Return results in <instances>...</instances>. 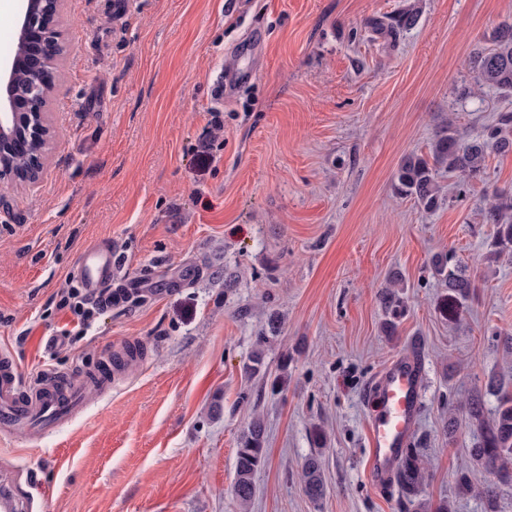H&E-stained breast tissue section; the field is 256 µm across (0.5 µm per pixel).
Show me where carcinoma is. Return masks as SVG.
<instances>
[{"mask_svg": "<svg viewBox=\"0 0 512 512\" xmlns=\"http://www.w3.org/2000/svg\"><path fill=\"white\" fill-rule=\"evenodd\" d=\"M416 15L403 11L389 22L383 21L377 27L397 38L401 31L415 24ZM490 46L475 50L470 59L474 73V84L462 88L461 96L470 97L484 87L504 94H512V23L499 24L489 35ZM496 154H512V112H502L498 118L483 127L475 136L461 133L453 120L435 135L430 155L409 154L405 156L395 174L397 192L409 197L419 206L433 210L440 204L438 174L444 170L457 175L465 182L485 174L486 158ZM483 221L496 227L495 255L512 252V193L495 191L493 201L482 210ZM433 275L448 282V307L452 308L468 300L475 288V282L467 274V266L453 251L438 254L431 264ZM381 304L385 310L383 327L396 331L397 322L404 308L399 293L391 288L382 291ZM489 388L497 393L498 404L491 420L484 419L483 395L475 393L469 402L468 415L479 432V439L470 449V456L494 479V487L484 492L486 512H499L498 495L495 487H512V391L501 380H491ZM265 425L255 418L244 432L236 452L233 487L235 497L243 505L251 501L255 493L254 477L264 462ZM304 482L307 495L318 500L324 494L321 462L312 456L304 468ZM424 478L418 450L407 449L395 481L406 504L415 505Z\"/></svg>", "mask_w": 512, "mask_h": 512, "instance_id": "obj_1", "label": "carcinoma"}]
</instances>
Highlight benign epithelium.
I'll return each instance as SVG.
<instances>
[{
	"mask_svg": "<svg viewBox=\"0 0 512 512\" xmlns=\"http://www.w3.org/2000/svg\"><path fill=\"white\" fill-rule=\"evenodd\" d=\"M62 0H26L18 36L31 53L3 65L5 98L0 101V184L35 187L41 178L51 128L47 105L54 89L63 37L52 20Z\"/></svg>",
	"mask_w": 512,
	"mask_h": 512,
	"instance_id": "benign-epithelium-1",
	"label": "benign epithelium"
}]
</instances>
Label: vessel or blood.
Masks as SVG:
<instances>
[{
	"label": "vessel or blood",
	"mask_w": 512,
	"mask_h": 512,
	"mask_svg": "<svg viewBox=\"0 0 512 512\" xmlns=\"http://www.w3.org/2000/svg\"><path fill=\"white\" fill-rule=\"evenodd\" d=\"M76 276L91 295L110 287L117 258L110 244L85 249ZM424 367L420 351L390 361L371 386L374 414L369 426L370 476L383 482L400 465L414 437L422 399ZM112 387L111 368L78 370L70 374L45 372L26 383L13 356L0 350V426L20 428L46 437L98 402ZM29 502L17 480L0 482V512H27Z\"/></svg>",
	"instance_id": "b4317fda"
}]
</instances>
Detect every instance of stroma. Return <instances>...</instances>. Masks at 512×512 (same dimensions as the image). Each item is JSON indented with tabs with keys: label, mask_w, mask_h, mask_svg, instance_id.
I'll use <instances>...</instances> for the list:
<instances>
[{
	"label": "stroma",
	"mask_w": 512,
	"mask_h": 512,
	"mask_svg": "<svg viewBox=\"0 0 512 512\" xmlns=\"http://www.w3.org/2000/svg\"><path fill=\"white\" fill-rule=\"evenodd\" d=\"M407 9L417 23L397 39L376 30ZM505 20L512 0H64L43 177L0 187V348L27 381L134 343L148 355L51 436L0 427V467L31 477L28 512H404L396 483L368 474L366 391L417 347L420 496L484 512L492 478L468 453L467 407L481 391L493 414L488 381L512 386V255L490 259L481 210L512 191V155L480 180L441 174L432 211L394 174L447 121L473 135L512 111L491 89L457 94ZM102 241L131 302L47 346L73 326L58 292ZM451 249L477 284L453 310L429 271ZM395 272L405 311L390 336L379 294ZM265 332L267 372L248 377ZM256 417L265 464L243 508L235 457ZM313 455L318 501L302 479ZM465 469L477 491L462 496ZM304 482L307 495L313 499H321L324 494L321 462L318 457L311 456L307 459L304 468Z\"/></svg>",
	"instance_id": "stroma-1"
}]
</instances>
